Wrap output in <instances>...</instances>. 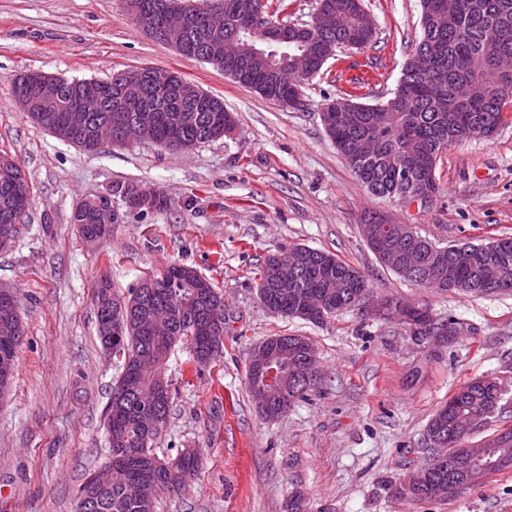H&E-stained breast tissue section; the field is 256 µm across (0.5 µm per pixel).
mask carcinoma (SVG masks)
Wrapping results in <instances>:
<instances>
[{
  "instance_id": "cac0c4a2",
  "label": "carcinoma",
  "mask_w": 512,
  "mask_h": 512,
  "mask_svg": "<svg viewBox=\"0 0 512 512\" xmlns=\"http://www.w3.org/2000/svg\"><path fill=\"white\" fill-rule=\"evenodd\" d=\"M440 0H420L422 36L417 50L429 54L425 71L415 70L412 64L403 69L394 96L390 101L370 104L362 112L347 113L339 119L332 113L327 133L347 166L369 190L377 196H390L402 167L410 168L415 187L432 194L438 193L435 179L437 157L445 144L477 137L479 132L492 135L503 119L502 103L512 96V80L502 81L496 71V60L512 55V0H463L464 10L456 16L439 10ZM224 36L242 40L264 51L261 57L248 56L244 62H227L224 68L243 66L244 79L240 84L254 88L267 99L291 106L297 88L288 82H277L272 71L284 61L297 56L307 57L308 71L318 74L323 56L349 43L368 46L373 35L359 11L355 0H319L324 10L336 16V27L315 33L300 29L288 31V41L273 42L256 29L242 31L247 17L261 6L275 7L280 13L288 7L287 0H224ZM101 109L94 113L92 125L116 127L115 89L112 78L96 81ZM195 85L177 73L163 91L147 90L144 104L157 109L160 120L156 130L158 145L176 150L181 145L201 146L211 142L209 127L214 118L232 117L224 111V101L206 94L207 108L192 111L183 99V91ZM83 82L69 80L60 101L50 112H32L30 117L55 136L69 141L88 153L102 148L97 139L83 131L68 128L66 108L77 103ZM458 112L455 127H448V108ZM31 198L30 185L11 158L0 154V228L13 222L14 230L25 223L28 212L20 200ZM71 223L79 226L81 237L92 243L110 238L112 230L104 229L99 213L91 207L73 210ZM496 248L460 243L442 256L428 251L421 253L424 269L404 279L426 285L424 277L438 271L443 290L470 295H489L498 292L485 280L484 270L499 265L512 280V238L494 240ZM275 257L270 254L260 270L256 284L263 307H276L289 317L310 322H325L336 314L352 310L356 295H369L368 283L353 266L326 252L315 250L304 267L289 274L288 283L278 280ZM150 287L141 285L128 290L133 311L122 315V329L106 337L97 328L101 343L112 342V350L120 356L122 371L115 386H126L119 403L109 402L105 428L109 460L112 461V483L102 489L93 488L85 506L78 512H155L156 497L130 496L132 483H149L168 491H178L196 476L200 450L184 448L173 458L160 457L153 448L156 437L145 440L143 406L139 394L150 400L154 418L165 426L172 398V383L148 371L155 360L167 363L171 351L184 341H190L192 359L199 367L206 366L223 353L224 318L212 317L216 309L224 310V297L207 279L202 280L193 267L174 264L161 276L149 277ZM311 291L319 294L325 317L316 320L305 310V298ZM22 320L0 308V366L8 360L11 372L16 364L22 341H10L14 328ZM278 361L288 374V397L284 398L281 413L288 412V403L305 398L316 386L302 374V364L315 356L313 344L301 336H288L276 351ZM500 401V387L495 379L482 377L461 385L430 420L427 430L451 429L459 413H475L489 418ZM429 483L419 487L417 498L435 497V484L448 482V469L430 463Z\"/></svg>"
}]
</instances>
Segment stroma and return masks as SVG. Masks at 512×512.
<instances>
[{
	"label": "stroma",
	"mask_w": 512,
	"mask_h": 512,
	"mask_svg": "<svg viewBox=\"0 0 512 512\" xmlns=\"http://www.w3.org/2000/svg\"><path fill=\"white\" fill-rule=\"evenodd\" d=\"M364 5L372 44L336 51L302 86V106L290 108L155 41L125 0H0V153L32 186L30 217L0 251V283L17 289L26 329L13 394L0 404V512H77L85 476L107 461L105 411L120 373L97 336L93 289L107 276L123 294L174 263L223 292L224 354L198 369L184 342L167 362L173 399L155 448L167 456L200 449L201 464L186 488L159 493L156 512H288L298 492L308 512H512V469L449 500L393 493L423 464L429 420L465 381L501 382L503 411L487 432L512 420V294L470 298L406 281L360 230L371 211L445 245L512 237V99L494 137L441 154L433 200L373 195L337 153L320 108L338 97L374 104L392 96L421 36L420 0ZM144 66L223 99L234 135L190 152L141 143L90 154L12 96L13 78L30 71L104 79ZM116 182L156 189L169 206L128 213L105 244L87 243L73 208ZM294 244L352 265L377 298L456 320L457 335L430 350L395 320L347 311L313 324L266 311L259 270L269 253ZM278 335L308 339L321 376L305 399L268 419L247 370L255 349Z\"/></svg>",
	"instance_id": "1"
}]
</instances>
